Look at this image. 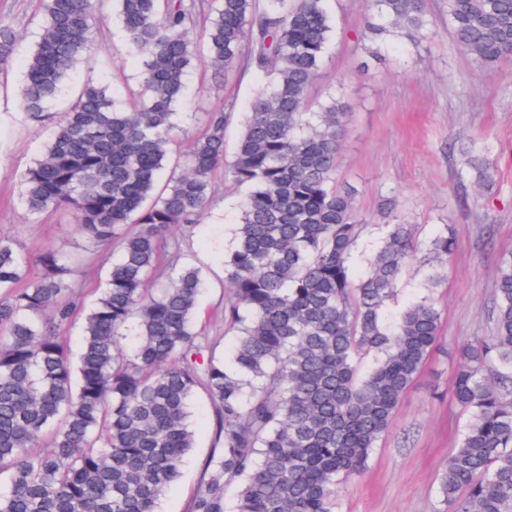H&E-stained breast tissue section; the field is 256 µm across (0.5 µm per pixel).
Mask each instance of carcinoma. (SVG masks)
<instances>
[{
  "label": "carcinoma",
  "mask_w": 512,
  "mask_h": 512,
  "mask_svg": "<svg viewBox=\"0 0 512 512\" xmlns=\"http://www.w3.org/2000/svg\"><path fill=\"white\" fill-rule=\"evenodd\" d=\"M116 2L127 45L145 56L130 99L90 79L52 111L92 54L98 0H40L24 60V118L49 129L21 174L26 212L66 214L112 258L87 307L80 257L33 255L0 236V512H157L195 447L199 387L215 405V449L190 512H336L340 485L367 469L437 347L442 315L426 296L386 316L414 252L407 225H385L364 272L353 268L363 225L353 190L336 183L350 105L331 95L305 111L334 33L325 0ZM373 4L378 21L361 40L429 39L423 0ZM448 28L484 69L512 56V0H448ZM19 51L0 26V69ZM199 56L224 77L246 64L264 83L232 156L233 99L205 113L175 161L177 108ZM219 170L246 189L224 257L233 344L222 360L196 329L201 270L184 263L152 287L162 245L180 251L174 230L199 223ZM432 250L452 258L450 229ZM494 301L490 333L461 352L453 376L469 421L441 468L447 512H512V256ZM78 319L74 354L63 329ZM366 354L374 365L363 373Z\"/></svg>",
  "instance_id": "carcinoma-1"
}]
</instances>
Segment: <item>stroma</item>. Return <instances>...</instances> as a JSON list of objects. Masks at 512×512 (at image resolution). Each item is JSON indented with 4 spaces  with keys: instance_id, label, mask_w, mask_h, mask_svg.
I'll use <instances>...</instances> for the list:
<instances>
[{
    "instance_id": "stroma-1",
    "label": "stroma",
    "mask_w": 512,
    "mask_h": 512,
    "mask_svg": "<svg viewBox=\"0 0 512 512\" xmlns=\"http://www.w3.org/2000/svg\"><path fill=\"white\" fill-rule=\"evenodd\" d=\"M424 6L434 23L431 43H387L369 50L358 39L372 17L369 0H328L335 39L306 103L314 112L334 94L351 105L337 180L355 189V220L367 227L360 251L370 250L381 235L385 200H394L398 222L411 227L418 252L399 286L395 308L422 294L426 248L442 226L452 225L456 238L445 278L433 291L442 313L441 341L405 394L369 468L343 483L336 512H441L439 473L467 420L451 396L454 369L460 351L488 332L499 262L512 253V58L490 70L478 68L455 49L447 0H424ZM38 14L39 0H0V24L10 26L23 44L31 43ZM143 61L125 45L114 0H101L93 79L121 92L137 88ZM22 77L16 67L0 70V234L15 237L32 252L54 248L80 255L87 275L78 294L89 303L104 282L102 256L88 250L67 216L48 212L32 223L21 205L19 177L47 138L46 130L23 119ZM187 85L180 109L192 135L204 112L223 106L228 97L246 105L260 81L245 66L220 77L200 58ZM483 155L493 159L494 173L491 185L482 189L470 161ZM213 194L211 209L184 243L183 257L205 274L198 326L220 356L229 348L224 254L242 192L219 173ZM215 420L214 405L197 394L189 418L195 446L160 500V512H189L214 450Z\"/></svg>"
}]
</instances>
